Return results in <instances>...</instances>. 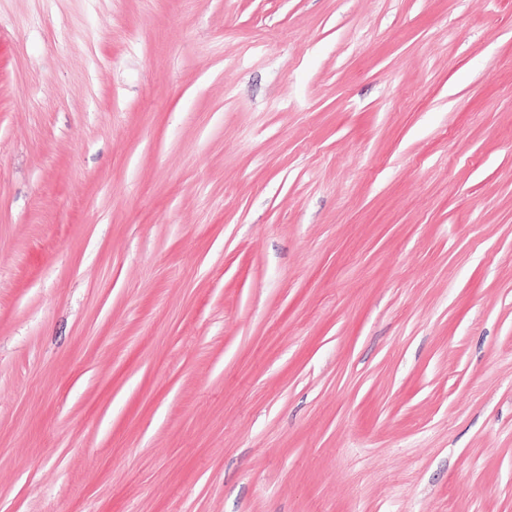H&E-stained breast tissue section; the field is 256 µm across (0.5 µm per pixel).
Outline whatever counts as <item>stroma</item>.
Returning <instances> with one entry per match:
<instances>
[{"label":"stroma","mask_w":512,"mask_h":512,"mask_svg":"<svg viewBox=\"0 0 512 512\" xmlns=\"http://www.w3.org/2000/svg\"><path fill=\"white\" fill-rule=\"evenodd\" d=\"M0 512H512V0H0Z\"/></svg>","instance_id":"1"}]
</instances>
